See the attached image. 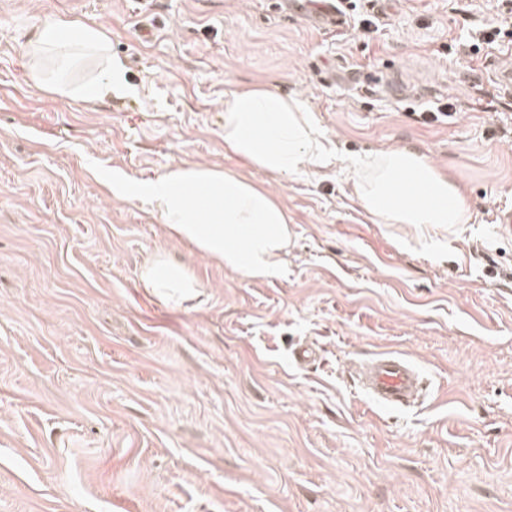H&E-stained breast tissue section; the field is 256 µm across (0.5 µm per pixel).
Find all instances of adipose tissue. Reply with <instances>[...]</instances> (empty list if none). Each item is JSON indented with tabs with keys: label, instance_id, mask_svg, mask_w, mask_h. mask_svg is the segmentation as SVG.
Here are the masks:
<instances>
[{
	"label": "adipose tissue",
	"instance_id": "obj_1",
	"mask_svg": "<svg viewBox=\"0 0 512 512\" xmlns=\"http://www.w3.org/2000/svg\"><path fill=\"white\" fill-rule=\"evenodd\" d=\"M29 86L70 99L110 97L123 83L119 62L98 27L56 19L28 41ZM83 59L98 62L89 82L72 78ZM224 149L247 167L272 176L316 172L340 157L312 111L298 97L267 87L241 86L224 94ZM353 191L377 224H405L414 237L467 221L465 197L426 155L393 147L349 159ZM117 194L147 202L168 234L203 257L253 280L278 276L293 232L275 194L241 173L201 165H173L156 178L116 184ZM157 295L197 288L192 270L159 256L140 273Z\"/></svg>",
	"mask_w": 512,
	"mask_h": 512
}]
</instances>
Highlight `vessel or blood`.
Wrapping results in <instances>:
<instances>
[{
	"label": "vessel or blood",
	"instance_id": "1",
	"mask_svg": "<svg viewBox=\"0 0 512 512\" xmlns=\"http://www.w3.org/2000/svg\"><path fill=\"white\" fill-rule=\"evenodd\" d=\"M354 374L359 392L383 408L417 406L426 396L425 378L420 368L396 352L376 353L360 362Z\"/></svg>",
	"mask_w": 512,
	"mask_h": 512
}]
</instances>
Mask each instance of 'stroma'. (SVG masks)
Masks as SVG:
<instances>
[{"label": "stroma", "mask_w": 512, "mask_h": 512, "mask_svg": "<svg viewBox=\"0 0 512 512\" xmlns=\"http://www.w3.org/2000/svg\"><path fill=\"white\" fill-rule=\"evenodd\" d=\"M361 5L377 31L315 26L294 0H0V512H512V96L493 83L512 6ZM49 18L106 34L124 95L30 88ZM242 84L301 96L341 155L419 149L468 223L419 241L373 223L343 166L261 173L294 239L284 273L254 281L113 193L175 164L239 170L224 93ZM154 254L200 295L142 288ZM304 343L321 359L303 368ZM380 350L424 370L422 405L359 393L350 367Z\"/></svg>", "instance_id": "stroma-1"}]
</instances>
